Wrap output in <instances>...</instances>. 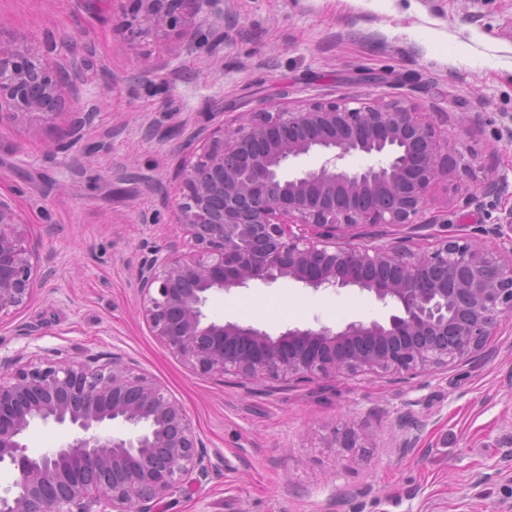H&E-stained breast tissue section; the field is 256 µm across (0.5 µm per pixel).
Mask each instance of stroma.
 <instances>
[{
    "mask_svg": "<svg viewBox=\"0 0 512 512\" xmlns=\"http://www.w3.org/2000/svg\"><path fill=\"white\" fill-rule=\"evenodd\" d=\"M213 46L204 13L134 34L129 0H0V46L76 62L97 116L0 119V196L39 255L42 284L0 320V359L122 355L184 405L207 474L159 512H512V318L476 359L416 376L340 374L240 386L191 370L148 330L135 286L146 246L179 240L172 186L190 134L285 103L375 101L429 113L456 164L431 213L466 233L512 207V0H224ZM199 43L182 50L187 36ZM497 197L477 188L488 173ZM355 287L290 281L234 289L212 318L269 333L387 321ZM420 429L404 447L405 421ZM354 447H339L347 429Z\"/></svg>",
    "mask_w": 512,
    "mask_h": 512,
    "instance_id": "stroma-1",
    "label": "stroma"
}]
</instances>
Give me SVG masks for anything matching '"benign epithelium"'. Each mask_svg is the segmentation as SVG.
I'll list each match as a JSON object with an SVG mask.
<instances>
[{"mask_svg":"<svg viewBox=\"0 0 512 512\" xmlns=\"http://www.w3.org/2000/svg\"><path fill=\"white\" fill-rule=\"evenodd\" d=\"M132 2L137 33L146 35L176 26L186 0ZM195 2L222 42L224 0ZM77 78L76 67L43 52L0 46V119L50 122L68 111L77 142L94 118L80 105ZM192 139L200 153L175 187L183 239L151 247L136 276L147 327L192 369L241 385L345 371L414 375L477 357L512 316V207L485 231L507 247L412 233L448 224L427 216L430 192L454 159L426 113L314 103L249 112L232 130L200 128ZM355 156L369 162L351 167ZM310 157L319 165L300 168ZM21 225L0 197V319L39 284ZM390 227L407 232L386 241ZM283 279L315 291L357 287L396 313L276 336L207 313L233 289ZM21 360L0 373V472L14 475L0 512H158L162 499L205 476L203 442L183 404L121 356ZM115 423L127 432L110 434ZM37 426L74 437L32 454L24 438Z\"/></svg>","mask_w":512,"mask_h":512,"instance_id":"1","label":"benign epithelium"}]
</instances>
